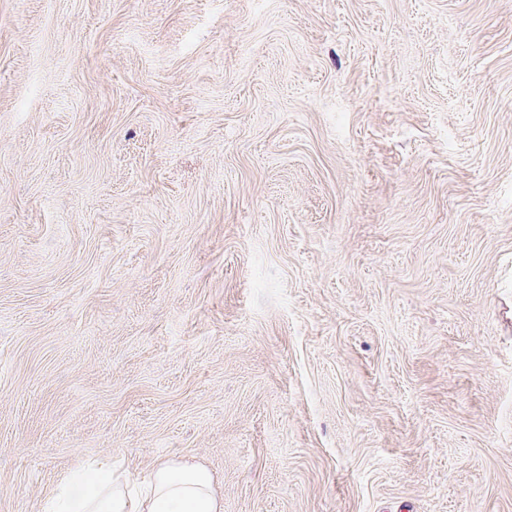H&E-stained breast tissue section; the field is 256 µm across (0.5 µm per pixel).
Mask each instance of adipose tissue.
<instances>
[{
    "label": "adipose tissue",
    "mask_w": 512,
    "mask_h": 512,
    "mask_svg": "<svg viewBox=\"0 0 512 512\" xmlns=\"http://www.w3.org/2000/svg\"><path fill=\"white\" fill-rule=\"evenodd\" d=\"M41 512H224V500L200 463L168 459L134 475L107 457L60 481Z\"/></svg>",
    "instance_id": "1"
}]
</instances>
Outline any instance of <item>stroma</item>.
Here are the masks:
<instances>
[{"label": "stroma", "mask_w": 512, "mask_h": 512, "mask_svg": "<svg viewBox=\"0 0 512 512\" xmlns=\"http://www.w3.org/2000/svg\"><path fill=\"white\" fill-rule=\"evenodd\" d=\"M103 456L512 512V0H0V512Z\"/></svg>", "instance_id": "obj_1"}]
</instances>
